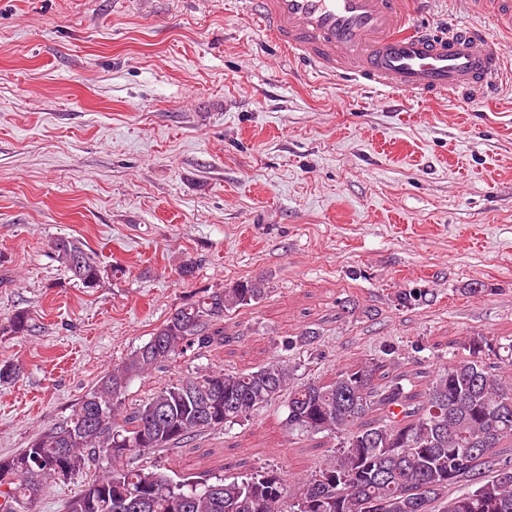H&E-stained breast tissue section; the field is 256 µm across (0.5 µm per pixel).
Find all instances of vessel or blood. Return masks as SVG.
<instances>
[{
  "label": "vessel or blood",
  "mask_w": 512,
  "mask_h": 512,
  "mask_svg": "<svg viewBox=\"0 0 512 512\" xmlns=\"http://www.w3.org/2000/svg\"><path fill=\"white\" fill-rule=\"evenodd\" d=\"M285 58L309 76L375 94L455 102L489 100L512 85V62L486 28L464 20L440 31L419 22L430 0H240ZM512 26V0H462Z\"/></svg>",
  "instance_id": "vessel-or-blood-1"
}]
</instances>
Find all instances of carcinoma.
I'll return each instance as SVG.
<instances>
[{
	"label": "carcinoma",
	"mask_w": 512,
	"mask_h": 512,
	"mask_svg": "<svg viewBox=\"0 0 512 512\" xmlns=\"http://www.w3.org/2000/svg\"><path fill=\"white\" fill-rule=\"evenodd\" d=\"M57 262L86 288L105 269L75 239L51 241ZM270 292L257 278L204 291L112 366L60 424L30 446L0 456V512H34L47 484L99 465L65 502V512H512V341L473 334L416 389L400 351L360 358L328 379L295 377L273 354L255 367L198 369L126 408L129 384L194 349L230 341L224 323ZM16 312L7 330L32 331ZM320 332L305 328L284 347L310 351ZM280 402L288 430L336 439L294 479L265 468L230 482L179 475L151 455L250 419Z\"/></svg>",
	"instance_id": "carcinoma-1"
}]
</instances>
